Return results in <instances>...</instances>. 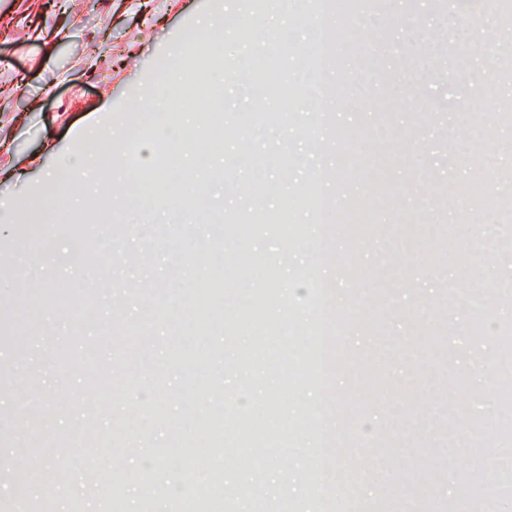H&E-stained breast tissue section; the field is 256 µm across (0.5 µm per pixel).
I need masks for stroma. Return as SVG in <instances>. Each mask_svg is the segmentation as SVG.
Instances as JSON below:
<instances>
[{
	"label": "stroma",
	"instance_id": "1",
	"mask_svg": "<svg viewBox=\"0 0 512 512\" xmlns=\"http://www.w3.org/2000/svg\"><path fill=\"white\" fill-rule=\"evenodd\" d=\"M216 0H0V512H142L149 485L156 512H195L174 492L197 420L223 424L224 512H317L311 449L354 512H483L468 484L493 490L512 461L493 416L506 356L474 335L476 322L512 331V222L460 188L482 181L512 192V68L498 45L512 38L505 0H358L335 12L322 73L326 98L294 99L275 127L256 125L263 86L241 79L258 67L282 84L306 81L301 50L314 38L303 0H228L223 103L178 112L190 128L216 126L224 147L141 136L125 150L161 60L195 63ZM249 18L252 36L236 24ZM389 112L388 129L374 115ZM112 125V178L83 176L99 157L94 130ZM52 193L42 190L47 172ZM325 176L326 210L305 200ZM206 199L197 208L196 195ZM110 196L114 223L89 230L112 256L75 263L68 225L44 235L20 222L58 204L82 210ZM288 210L293 238L250 223ZM375 213L367 234L346 220ZM249 255L248 280L232 263ZM340 275L325 293L334 320L329 378L301 363L316 312L291 289ZM273 284L274 317L258 329L239 314L251 287ZM213 289L207 324L189 318L197 289ZM98 299L85 313L81 299ZM23 347H16L17 337ZM276 411L256 466L241 422ZM313 410L322 433L304 428ZM60 436L84 443L60 457ZM39 443L41 481L17 494L20 449ZM486 461L476 472L471 458Z\"/></svg>",
	"mask_w": 512,
	"mask_h": 512
}]
</instances>
